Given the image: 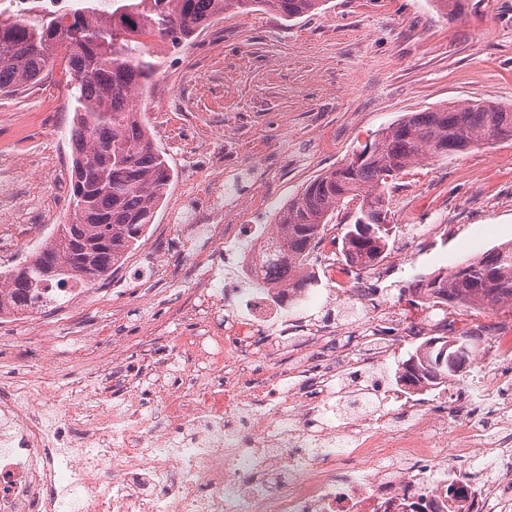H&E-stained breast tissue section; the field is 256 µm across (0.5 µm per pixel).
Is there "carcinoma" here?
Listing matches in <instances>:
<instances>
[{
  "mask_svg": "<svg viewBox=\"0 0 512 512\" xmlns=\"http://www.w3.org/2000/svg\"><path fill=\"white\" fill-rule=\"evenodd\" d=\"M102 13L96 0H79L64 12H39L14 21L0 11V92L18 93L39 82L54 65L68 74L73 101L70 130L72 167L70 197L74 210L67 224L54 225L51 243L9 273V294L0 310L25 312L28 301L41 299L49 288L87 286L106 280L136 249L153 223L174 173L155 145L143 113L133 102L150 87L164 60L149 52L148 41L178 48L208 29L221 15L271 11L294 21L323 6V0H110ZM512 138V108L495 102L460 103L431 111L410 112L381 132L368 158L358 166L336 168L309 181L275 223L280 231L265 245L258 278L271 271L288 276L291 288H308L311 278L295 280L293 268L307 260L336 213L349 212L341 239L345 264L356 268L379 265L389 251L390 223L387 180L415 162L446 158L471 145ZM377 233L366 237L360 225ZM111 237V250L88 270V277L65 270L86 261L83 246ZM60 272L44 275L47 263ZM416 299L454 308L481 309L512 302V243L501 245L467 262L466 274H439L419 279L410 288ZM434 337L422 341L396 372V383L418 388L448 385L457 379L450 359L470 366L478 346L448 349L438 362L440 345Z\"/></svg>",
  "mask_w": 512,
  "mask_h": 512,
  "instance_id": "1",
  "label": "carcinoma"
}]
</instances>
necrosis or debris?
Returning a JSON list of instances; mask_svg holds the SVG:
<instances>
[{
  "label": "necrosis or debris",
  "instance_id": "necrosis-or-debris-1",
  "mask_svg": "<svg viewBox=\"0 0 512 512\" xmlns=\"http://www.w3.org/2000/svg\"><path fill=\"white\" fill-rule=\"evenodd\" d=\"M273 224H225L211 233L213 254L234 274L209 271L198 288L203 314L222 315L223 332L178 336L175 354L194 356L177 389L134 372L113 371L95 393L101 409L85 418L72 393L48 380L13 383L0 396V512H491L512 507V430L491 436L445 394L408 406L410 425L378 406L347 426L317 420L336 398V375L354 365L343 336L378 338L399 326L407 341L456 331L432 304L408 315L375 299L365 320L332 327L300 320L296 303L316 306L306 288L257 279L260 249ZM301 337L293 370L279 367L282 337ZM320 346L321 364L306 351ZM270 363L254 373L255 357ZM485 401L503 403L505 374L476 360L468 378ZM502 465L481 483L456 464L474 453ZM349 471L337 481L339 467Z\"/></svg>",
  "mask_w": 512,
  "mask_h": 512
}]
</instances>
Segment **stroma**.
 <instances>
[{"label": "stroma", "mask_w": 512, "mask_h": 512, "mask_svg": "<svg viewBox=\"0 0 512 512\" xmlns=\"http://www.w3.org/2000/svg\"><path fill=\"white\" fill-rule=\"evenodd\" d=\"M512 105V0H465L450 17L432 0H326L293 22L276 13L224 16L168 52L138 98L174 180L139 246L83 298L0 325V396L7 380L41 374L84 388L89 367L140 369L164 360L170 336L194 323L195 256L209 253L211 188L264 173L239 224L273 223L320 171L355 157L410 112L451 102ZM73 112L61 70L18 95L0 94V270L22 264L70 203ZM391 256L356 290L391 296L512 242V138L412 165L390 185ZM409 224H439L409 242ZM53 335L45 346V335Z\"/></svg>", "instance_id": "1"}]
</instances>
